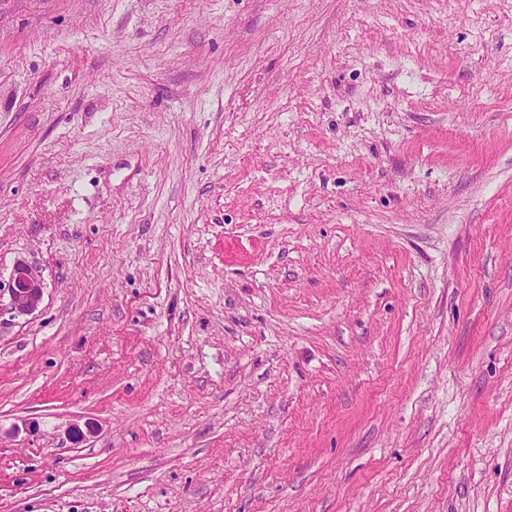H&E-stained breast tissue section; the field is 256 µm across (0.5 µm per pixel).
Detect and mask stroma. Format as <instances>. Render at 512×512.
<instances>
[{"mask_svg": "<svg viewBox=\"0 0 512 512\" xmlns=\"http://www.w3.org/2000/svg\"><path fill=\"white\" fill-rule=\"evenodd\" d=\"M0 512H512V0H0ZM44 283L39 268L20 259L13 266L8 288L9 310L14 316L30 315L42 302Z\"/></svg>", "mask_w": 512, "mask_h": 512, "instance_id": "1", "label": "stroma"}]
</instances>
